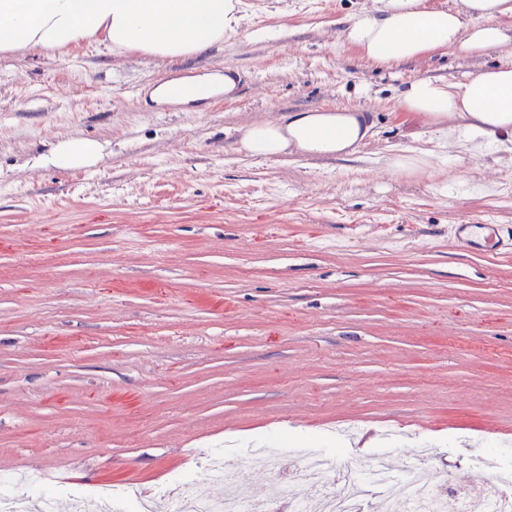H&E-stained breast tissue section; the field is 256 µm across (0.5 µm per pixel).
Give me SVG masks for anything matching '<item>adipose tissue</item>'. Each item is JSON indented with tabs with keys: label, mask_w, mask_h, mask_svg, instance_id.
<instances>
[{
	"label": "adipose tissue",
	"mask_w": 512,
	"mask_h": 512,
	"mask_svg": "<svg viewBox=\"0 0 512 512\" xmlns=\"http://www.w3.org/2000/svg\"><path fill=\"white\" fill-rule=\"evenodd\" d=\"M244 20L242 0H0V52L48 49L64 53L98 43L112 53L135 52L152 60L187 58L223 43ZM347 44L378 62L415 60L444 49L478 55L512 42V0H460L448 10L424 0H376L346 22ZM231 79L206 76L182 88L158 84L157 100L189 105L231 91ZM397 105L428 118L434 134L472 149L512 155V64L445 82L423 78L400 90ZM457 118L454 127L445 124ZM369 133L354 109L296 112L260 122L240 136V151L275 156L345 157ZM103 147L91 139L58 142L44 163L82 168L96 163Z\"/></svg>",
	"instance_id": "obj_1"
}]
</instances>
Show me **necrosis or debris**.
<instances>
[{"label": "necrosis or debris", "mask_w": 512, "mask_h": 512, "mask_svg": "<svg viewBox=\"0 0 512 512\" xmlns=\"http://www.w3.org/2000/svg\"><path fill=\"white\" fill-rule=\"evenodd\" d=\"M416 460L405 476L391 470L386 455H377L372 468L363 475H349L342 494L329 493L328 484L336 472V458L323 451H308L302 456V471L292 481L280 479L279 453L262 448L252 450L241 458L239 467H227L213 457H206L204 467L209 476L231 486L232 491L223 500L214 501L199 497L192 479H184L176 492L166 490L156 493L153 499L130 496L126 489L107 490L100 512H308L309 495H316L327 512H367L375 507L383 512L392 507L393 512H438L439 494L423 477V462L428 457L424 448L411 451ZM259 465L279 482L266 503L251 501L242 488L240 466ZM457 512H512V469L496 470L493 491L482 500L462 495L457 502Z\"/></svg>", "instance_id": "necrosis-or-debris-1"}]
</instances>
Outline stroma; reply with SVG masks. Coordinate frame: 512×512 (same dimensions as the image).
I'll use <instances>...</instances> for the list:
<instances>
[{
	"mask_svg": "<svg viewBox=\"0 0 512 512\" xmlns=\"http://www.w3.org/2000/svg\"><path fill=\"white\" fill-rule=\"evenodd\" d=\"M243 2L238 34L193 58L0 54V477H44L60 512L185 475L219 496L201 453L283 434L291 472L334 447L399 470L422 443L434 485L481 488L492 450L512 466V254L449 234L512 230V164L396 107L512 46L378 63L341 35L372 0ZM227 64L243 96L152 95ZM318 108L360 109L371 136L345 158L239 152L254 123ZM74 137L102 159L35 165ZM499 226V224H453L451 233L457 241L465 244L473 253H482L487 250L511 253L512 235L501 233ZM475 228L483 230L484 236H474Z\"/></svg>",
	"mask_w": 512,
	"mask_h": 512,
	"instance_id": "1",
	"label": "stroma"
}]
</instances>
